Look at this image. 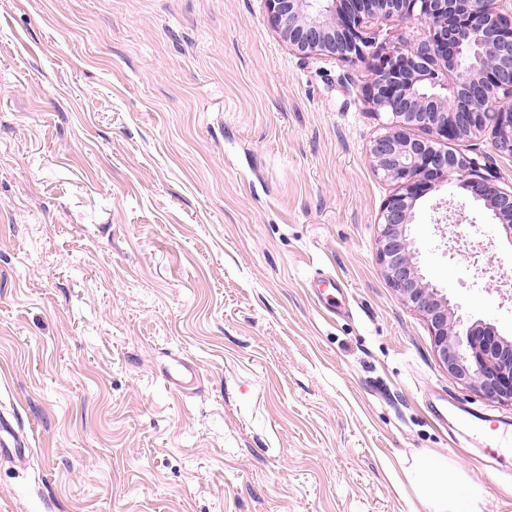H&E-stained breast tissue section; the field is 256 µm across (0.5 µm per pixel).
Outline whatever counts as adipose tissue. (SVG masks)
<instances>
[{
  "label": "adipose tissue",
  "instance_id": "obj_1",
  "mask_svg": "<svg viewBox=\"0 0 512 512\" xmlns=\"http://www.w3.org/2000/svg\"><path fill=\"white\" fill-rule=\"evenodd\" d=\"M405 474L422 512H484L481 490L460 465L424 454L414 459Z\"/></svg>",
  "mask_w": 512,
  "mask_h": 512
}]
</instances>
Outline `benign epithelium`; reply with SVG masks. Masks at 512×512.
Returning a JSON list of instances; mask_svg holds the SVG:
<instances>
[{
	"instance_id": "7a95c632",
	"label": "benign epithelium",
	"mask_w": 512,
	"mask_h": 512,
	"mask_svg": "<svg viewBox=\"0 0 512 512\" xmlns=\"http://www.w3.org/2000/svg\"><path fill=\"white\" fill-rule=\"evenodd\" d=\"M268 19L292 52L346 62L371 61L364 101L388 115L369 146L375 173L394 186L378 217L380 269L425 318L448 373L478 396L512 407V339L489 325L461 328L447 296L424 282L406 234L417 201L436 180L454 181L484 203L512 238V183L448 149L450 141L491 135L512 156V20L497 0H263ZM396 17L428 28L408 44L376 42L368 22ZM422 129L427 136L414 131Z\"/></svg>"
}]
</instances>
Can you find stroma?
Returning <instances> with one entry per match:
<instances>
[{"mask_svg":"<svg viewBox=\"0 0 512 512\" xmlns=\"http://www.w3.org/2000/svg\"><path fill=\"white\" fill-rule=\"evenodd\" d=\"M369 71L292 53L262 0H0V512H415L421 453L512 512L455 412L512 408L377 262ZM448 147L512 182L490 135ZM408 234L463 325L512 338L492 212L444 182Z\"/></svg>","mask_w":512,"mask_h":512,"instance_id":"35a3bbf8","label":"stroma"}]
</instances>
